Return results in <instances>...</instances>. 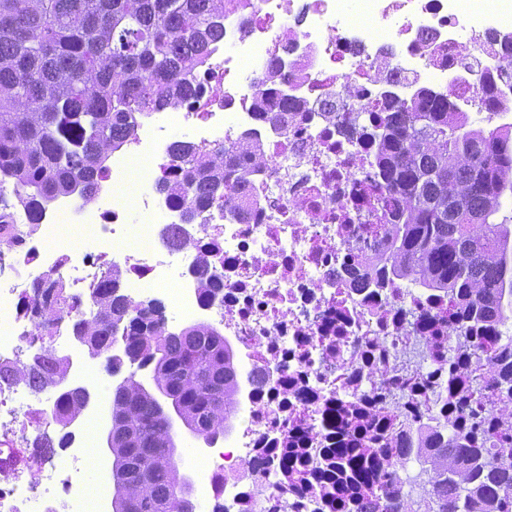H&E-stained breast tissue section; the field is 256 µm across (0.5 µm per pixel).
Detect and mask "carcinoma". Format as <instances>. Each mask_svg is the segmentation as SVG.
I'll return each instance as SVG.
<instances>
[{"instance_id":"cac0c4a2","label":"carcinoma","mask_w":512,"mask_h":512,"mask_svg":"<svg viewBox=\"0 0 512 512\" xmlns=\"http://www.w3.org/2000/svg\"><path fill=\"white\" fill-rule=\"evenodd\" d=\"M230 0H0V183L11 181L15 213L34 232L46 206L74 195L87 205L109 173L106 161L129 143L139 119L175 108L224 35ZM503 70H474L477 98L488 112H512L499 89L512 84V41H499ZM453 90L422 86L387 116L373 119L372 167L396 205L373 211L366 232L380 244L351 247L371 284L408 280L446 292L456 304L455 338L465 352L487 359L478 383L494 391L493 411L512 422V341L495 355L485 333L512 319V230L491 218L512 193V129H467ZM261 112L278 125L288 102L268 95ZM175 175L157 191L185 214L224 199L228 186L250 188L263 157L251 138L210 148L185 142ZM116 270L94 289L96 308L73 333L89 338L91 353L106 348L114 330L132 363L152 366L158 391L173 399L201 436H221L234 415L237 371L224 334L208 322L169 329L160 310L141 307L119 291ZM63 417L80 413L85 394L61 396ZM112 415L123 420L112 455L128 463L115 486L116 512L147 506L166 512L179 485L173 434L157 398L129 379L117 387ZM446 451L430 459L436 512H512V454L476 447L482 420L470 412L447 420Z\"/></svg>"}]
</instances>
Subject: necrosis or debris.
<instances>
[{
  "instance_id": "4bbe7bcc",
  "label": "necrosis or debris",
  "mask_w": 512,
  "mask_h": 512,
  "mask_svg": "<svg viewBox=\"0 0 512 512\" xmlns=\"http://www.w3.org/2000/svg\"><path fill=\"white\" fill-rule=\"evenodd\" d=\"M356 8L379 35L353 21ZM510 31L512 0H250L225 13L224 40L191 92L139 125L132 154L162 178L182 140L229 144L250 132L266 160L256 189H226V203L186 224L151 180L132 212L66 204L34 233L0 230L17 271L0 279V512H103L110 488L88 494L84 441L56 447L58 399L42 379L69 324L87 315L85 293L112 267L139 304L176 283L171 306L184 318L209 312L245 366L242 417L232 441L207 456L201 512H429L419 442L449 410L481 414L480 447L512 439V427L496 424L491 389L475 382L474 359L448 349L447 294L369 287L350 252L372 191L368 113L411 98L420 83L455 88L466 106L474 76L446 59L459 57L467 33L480 68L496 70L495 39ZM272 67L290 81L263 87ZM265 91L288 101L285 127L262 114ZM133 218L154 242L126 252L119 244ZM199 251L210 259L204 273ZM62 300L67 312L37 335L29 320ZM37 353L35 378L25 369ZM394 461L409 470L391 469Z\"/></svg>"
}]
</instances>
